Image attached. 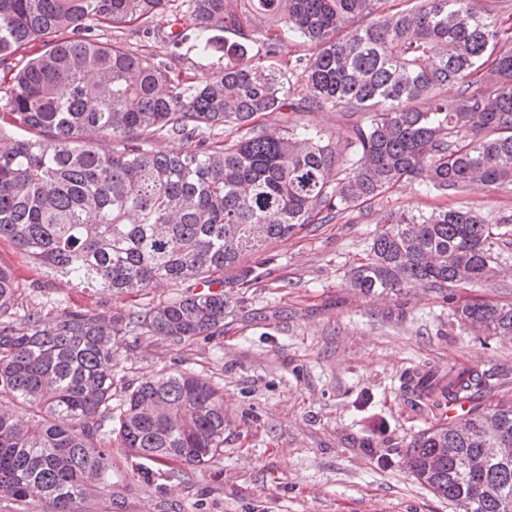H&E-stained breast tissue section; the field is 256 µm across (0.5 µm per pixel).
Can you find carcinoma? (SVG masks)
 Segmentation results:
<instances>
[{"mask_svg":"<svg viewBox=\"0 0 512 512\" xmlns=\"http://www.w3.org/2000/svg\"><path fill=\"white\" fill-rule=\"evenodd\" d=\"M172 2L0 0V240L77 286L192 288L127 319L40 308L15 319L18 283L0 267V498L47 512H77L111 482L114 441L158 479L224 453V389L201 374L143 378L112 407L128 328L175 342L214 334L224 289L264 277L241 265L245 252L404 182L443 196L512 186L511 13L493 18L480 0H181L192 47L222 53L203 83L93 33L158 32ZM299 40L310 53L264 63ZM250 47L257 60L243 64ZM319 108L366 113L349 153L316 128L259 122ZM220 128L239 136L216 141ZM146 133L196 145L156 153ZM507 234L478 210L390 211L347 284L365 295L446 288L459 327L512 336V304L455 297L507 265ZM486 379L468 366L407 389L413 406L456 411L414 439L407 466L463 512H512V458L467 467L512 441V399L477 401Z\"/></svg>","mask_w":512,"mask_h":512,"instance_id":"1","label":"carcinoma"}]
</instances>
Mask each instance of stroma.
<instances>
[{
    "mask_svg": "<svg viewBox=\"0 0 512 512\" xmlns=\"http://www.w3.org/2000/svg\"><path fill=\"white\" fill-rule=\"evenodd\" d=\"M116 36L195 79L213 70L210 58L173 48L162 34L120 30ZM290 119L343 146L365 115L313 109L275 112L263 121L274 126ZM439 207L477 208L512 221V187L442 196L404 183L266 252L245 255V265L264 266L265 276L227 290L223 331L181 343L128 333L117 351L114 396L157 373L203 374L224 390V453L205 469L186 467L153 480L146 476L151 462L112 447L111 486L82 501L79 512H459L404 466L410 442L445 413L410 409L401 378L414 368L444 376L451 365H477L491 370L492 395H512V342L483 343L459 330L447 290L419 286L365 296L347 286L388 211ZM0 265L18 282L17 317L35 304L125 316L186 291L171 283L127 296L78 288L6 242H0Z\"/></svg>",
    "mask_w": 512,
    "mask_h": 512,
    "instance_id": "1",
    "label": "stroma"
}]
</instances>
